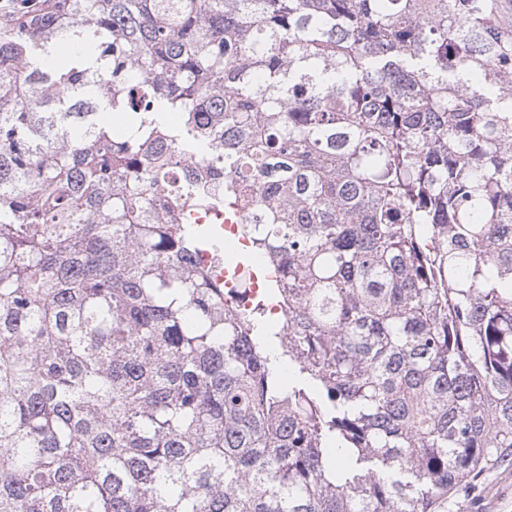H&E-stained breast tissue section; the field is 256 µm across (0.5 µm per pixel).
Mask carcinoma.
<instances>
[{
  "label": "carcinoma",
  "mask_w": 512,
  "mask_h": 512,
  "mask_svg": "<svg viewBox=\"0 0 512 512\" xmlns=\"http://www.w3.org/2000/svg\"><path fill=\"white\" fill-rule=\"evenodd\" d=\"M11 10L0 512H448L512 448L497 0ZM236 203L286 329L193 265L217 242L191 213Z\"/></svg>",
  "instance_id": "1"
}]
</instances>
